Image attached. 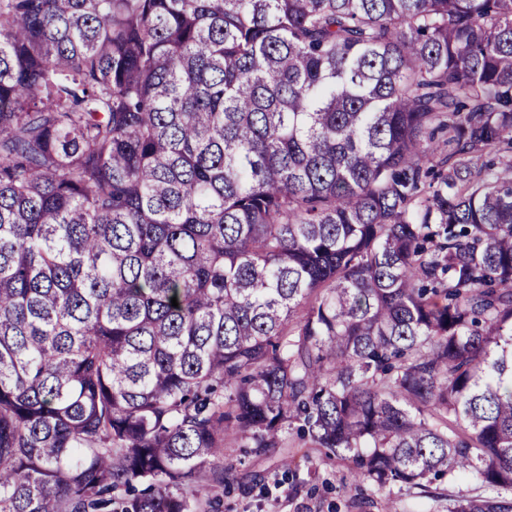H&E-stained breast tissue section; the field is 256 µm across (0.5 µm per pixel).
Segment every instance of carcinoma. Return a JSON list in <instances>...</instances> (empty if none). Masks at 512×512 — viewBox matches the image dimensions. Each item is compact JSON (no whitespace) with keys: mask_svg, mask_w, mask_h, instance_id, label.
<instances>
[{"mask_svg":"<svg viewBox=\"0 0 512 512\" xmlns=\"http://www.w3.org/2000/svg\"><path fill=\"white\" fill-rule=\"evenodd\" d=\"M292 425L512 512V0H0V512Z\"/></svg>","mask_w":512,"mask_h":512,"instance_id":"1","label":"carcinoma"}]
</instances>
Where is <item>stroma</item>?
I'll return each instance as SVG.
<instances>
[{
	"mask_svg": "<svg viewBox=\"0 0 512 512\" xmlns=\"http://www.w3.org/2000/svg\"><path fill=\"white\" fill-rule=\"evenodd\" d=\"M284 438V447L261 456L245 454L235 440H225L224 460L235 465L238 478L247 482L252 475H263L267 488L249 494L214 490L220 512H448L447 483H439L431 497L414 489L387 499L376 493L366 498L348 462L326 456L293 433ZM287 455L300 464L285 484L282 460Z\"/></svg>",
	"mask_w": 512,
	"mask_h": 512,
	"instance_id": "35a3bbf8",
	"label": "stroma"
}]
</instances>
